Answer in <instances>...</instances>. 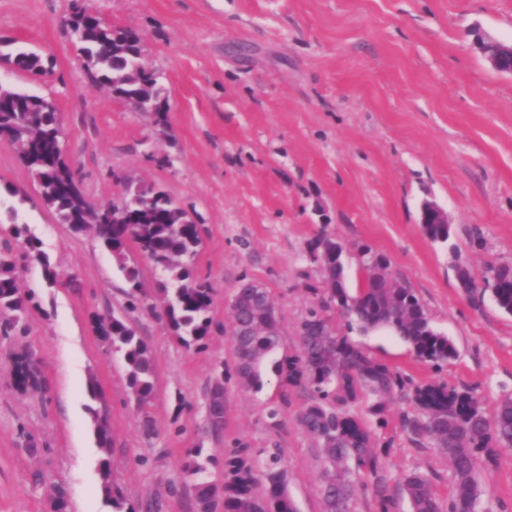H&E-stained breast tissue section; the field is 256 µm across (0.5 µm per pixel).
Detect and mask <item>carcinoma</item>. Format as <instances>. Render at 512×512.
<instances>
[{
  "label": "carcinoma",
  "mask_w": 512,
  "mask_h": 512,
  "mask_svg": "<svg viewBox=\"0 0 512 512\" xmlns=\"http://www.w3.org/2000/svg\"><path fill=\"white\" fill-rule=\"evenodd\" d=\"M81 36L76 48L85 60L96 84L137 107L143 99L164 100L159 75L142 63L139 37H130L127 29L106 26L89 17L78 25ZM30 71L42 69L40 58L12 48L0 41V58ZM8 100L0 104V130L9 131L19 117L32 115L30 126L22 134L24 148L19 159L37 181L46 204L76 233L91 231L112 253L119 271L131 289L128 308L135 310L145 299L139 281V270L128 263L130 245L148 249L147 257L156 268L166 273L159 292L166 300L164 309L176 338L185 346L204 344L211 324L210 288L193 276V260L201 243L199 226L180 223L181 214L169 206V198L152 188H140L139 199L150 201L144 209L134 207L133 224H94L82 218L78 201L66 183L74 174L66 160L55 155L54 144L61 134L57 113L49 100L11 89H5ZM424 235L444 244L451 238L446 224L422 225ZM23 238L25 256L38 261L45 270L47 282L57 283L55 271L39 241L23 228L14 230ZM315 248L326 250L321 262L328 287L306 312L299 326L301 357L298 361H278L274 371H286L305 378L313 389L299 421L303 429L318 442L322 469L319 495L322 512H351L355 485L361 475L374 480L376 495L382 507L389 502L388 485L382 458L389 449L375 448L364 422L349 411V406L371 400V410L379 414L385 401L398 391H411L422 418L405 416L403 426L414 440L429 438L448 460L452 471L453 493L440 500L432 482L412 471L403 477L401 490L410 503L411 512H473L481 494L474 450L493 436L502 445L512 447V397H504L493 417L482 410L476 397L468 392L447 394L442 384L429 383L424 389L412 379L391 370L358 344L336 333L328 312L336 307L347 319L349 329L367 333L387 330L396 334L421 362L442 367L457 357L453 341L434 329L425 306L405 281L387 272V266L376 263L365 267L360 286L349 288V274L342 260L343 250L325 236L316 240ZM11 247L0 252V327L3 332L14 328L27 312L33 296L23 295L17 287L15 263ZM458 281L472 290L489 289L497 305L512 314V264L496 263L487 267L482 282H477L464 265L456 266ZM243 287L234 291L231 308L233 326L231 343L234 354V377L245 390L262 387L263 368L279 346V327L269 293L264 288H250L252 280L242 277ZM112 351L122 354L127 368L128 387L142 413L153 399L155 365L146 343L136 330L120 318H112ZM94 434L101 454V484L113 492L109 454L112 433L107 419L94 416ZM246 448L227 461L236 475L235 483L218 488L206 478L210 457L203 449L191 448L186 455L184 471L192 480L197 512H214L218 495L224 496V512H257L252 496L243 493L251 483V472L244 468ZM265 495L274 512H297L288 490L287 475L281 467V452L269 453L262 472Z\"/></svg>",
  "instance_id": "1"
}]
</instances>
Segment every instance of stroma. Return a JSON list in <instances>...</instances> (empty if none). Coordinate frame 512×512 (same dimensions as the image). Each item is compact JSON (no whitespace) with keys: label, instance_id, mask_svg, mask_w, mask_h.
<instances>
[{"label":"stroma","instance_id":"stroma-1","mask_svg":"<svg viewBox=\"0 0 512 512\" xmlns=\"http://www.w3.org/2000/svg\"><path fill=\"white\" fill-rule=\"evenodd\" d=\"M79 8L140 36L165 88L166 125L93 81L64 25ZM479 30L512 42V0H0V40L46 66L42 75L0 66V83L56 103L62 148L92 204H112L130 181L193 216L202 239L194 276L212 298L205 346L181 345L159 314L163 275L134 250L147 305L127 312L130 285L111 253L60 223L0 143V248H14L13 227L27 225L61 278L48 286L42 265L14 248L18 286L38 305L0 336V512H49L59 495L65 512H115L101 487L98 410L112 429L124 512H194L187 450L210 455L206 476L224 486L241 443L256 500L265 498L261 451L276 446L298 512H321L318 445L299 424L307 387L269 367L261 391L237 385L228 303L241 277L260 283L279 316L275 357L297 358L300 321L324 286L310 256L321 236L343 245L354 286L361 247L386 256L458 356L434 368L394 334L347 330L331 312L351 341L414 382L472 390L486 415L512 396V315L489 294L473 305L455 272L512 262V76L478 52ZM427 202L447 212L450 243L423 234ZM113 316L127 317L154 358L148 413L102 334ZM16 357L34 362L35 386L18 385ZM218 381L216 430L206 405ZM355 410L376 447L390 450V512H410L399 484L412 469L448 496L446 459L401 426L416 413L410 400L394 396L380 416L363 402ZM476 459L474 512H512V448L492 444Z\"/></svg>","mask_w":512,"mask_h":512}]
</instances>
